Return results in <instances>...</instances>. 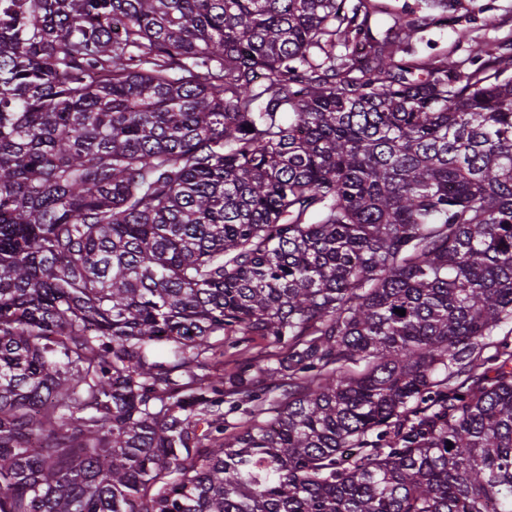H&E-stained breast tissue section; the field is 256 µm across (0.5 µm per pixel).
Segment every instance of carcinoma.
<instances>
[{
	"label": "carcinoma",
	"mask_w": 512,
	"mask_h": 512,
	"mask_svg": "<svg viewBox=\"0 0 512 512\" xmlns=\"http://www.w3.org/2000/svg\"><path fill=\"white\" fill-rule=\"evenodd\" d=\"M377 13L0 0V512H512V39ZM250 346L251 353L256 357L259 367L274 366L276 361L287 353V349L280 346L274 347L259 337H256ZM206 359L207 367L205 369L197 370L199 375L207 374L209 377L220 376L224 378V387L229 386L236 377V363L233 357L227 354L220 355V349L215 356H210Z\"/></svg>",
	"instance_id": "carcinoma-1"
}]
</instances>
